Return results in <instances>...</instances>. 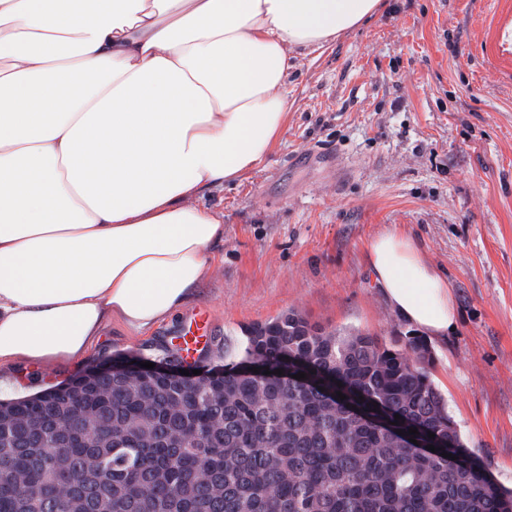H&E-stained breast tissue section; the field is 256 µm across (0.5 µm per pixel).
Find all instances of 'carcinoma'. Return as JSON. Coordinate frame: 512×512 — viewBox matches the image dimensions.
Returning <instances> with one entry per match:
<instances>
[{"label":"carcinoma","mask_w":512,"mask_h":512,"mask_svg":"<svg viewBox=\"0 0 512 512\" xmlns=\"http://www.w3.org/2000/svg\"><path fill=\"white\" fill-rule=\"evenodd\" d=\"M247 337L243 358L207 388L87 370L0 401V512H512V491L411 360L419 338L392 350L294 311ZM252 364L271 374L243 373Z\"/></svg>","instance_id":"carcinoma-1"}]
</instances>
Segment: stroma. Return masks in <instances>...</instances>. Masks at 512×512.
Masks as SVG:
<instances>
[{
	"label": "stroma",
	"mask_w": 512,
	"mask_h": 512,
	"mask_svg": "<svg viewBox=\"0 0 512 512\" xmlns=\"http://www.w3.org/2000/svg\"><path fill=\"white\" fill-rule=\"evenodd\" d=\"M512 0H381L336 43L299 58L288 125L262 164L205 192L224 212L209 277L167 320H111L84 360L0 368L16 397L127 353L162 363L207 312L209 371L240 361L247 328L289 311L387 348L422 336L423 366L467 447L512 489ZM408 235L450 285L456 317L420 335L374 281L371 240Z\"/></svg>",
	"instance_id": "35a3bbf8"
}]
</instances>
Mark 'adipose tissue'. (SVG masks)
<instances>
[{
    "label": "adipose tissue",
    "instance_id": "ef3b65f1",
    "mask_svg": "<svg viewBox=\"0 0 512 512\" xmlns=\"http://www.w3.org/2000/svg\"><path fill=\"white\" fill-rule=\"evenodd\" d=\"M381 0H0V366L82 356L106 321L165 320L211 268L204 190L259 166L299 57ZM375 282L452 325L448 281L394 231Z\"/></svg>",
    "mask_w": 512,
    "mask_h": 512
}]
</instances>
